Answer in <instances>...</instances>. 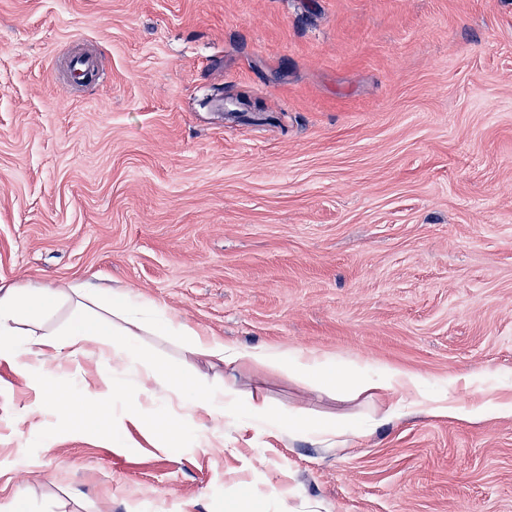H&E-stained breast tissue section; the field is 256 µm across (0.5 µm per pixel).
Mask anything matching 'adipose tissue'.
Here are the masks:
<instances>
[{
  "label": "adipose tissue",
  "mask_w": 512,
  "mask_h": 512,
  "mask_svg": "<svg viewBox=\"0 0 512 512\" xmlns=\"http://www.w3.org/2000/svg\"><path fill=\"white\" fill-rule=\"evenodd\" d=\"M63 300L76 306L75 321L65 338L42 332L18 342L14 336L19 324L36 321ZM179 340L187 354L227 366L246 365L259 372H288L296 380L335 394L388 397L389 402L378 414L385 423L412 410L435 415H452L464 421H483L512 415V400L506 397L488 399L471 408L454 405L447 394L434 395L421 375L400 368H388L379 375L368 376L351 368L337 371L336 361L323 353L276 345L263 346L249 352L227 344L187 323L168 317L151 303L137 301L119 288L84 284L69 288H15L0 286V359L18 360L23 356L54 353L75 356L94 345L104 359L140 363L154 381L165 385L173 379L167 368L156 361L142 360L139 340L144 332ZM193 401L186 407L190 417H200L220 425L226 406L245 404L251 416L265 422L281 434H306L320 442L354 435V428L331 421H318L296 412L271 413L264 399L240 396L232 387L216 384L206 376L190 378Z\"/></svg>",
  "instance_id": "obj_1"
}]
</instances>
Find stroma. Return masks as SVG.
Masks as SVG:
<instances>
[{
    "mask_svg": "<svg viewBox=\"0 0 512 512\" xmlns=\"http://www.w3.org/2000/svg\"><path fill=\"white\" fill-rule=\"evenodd\" d=\"M85 282L243 351L452 376L460 404L512 383V0H0V285ZM140 346L359 433L216 438L186 385L105 425L136 364L1 360L0 512H512V417L379 424L378 399ZM69 68L71 73L78 78L89 75L94 79L98 69L97 59L90 52L76 53L70 59ZM129 393V390L125 385L119 383H111L108 386V397L102 403L103 411L112 415V407H115L119 404H125L127 412L130 416L140 418V403L137 399L134 401L131 400ZM41 400L53 410L56 418L66 424H73L77 416V408L74 405L61 406L57 404L54 397L57 393L55 385L43 384L40 386Z\"/></svg>",
    "mask_w": 512,
    "mask_h": 512,
    "instance_id": "35a3bbf8",
    "label": "stroma"
}]
</instances>
